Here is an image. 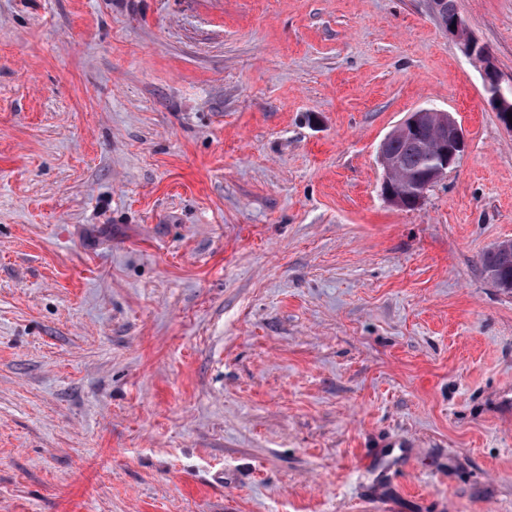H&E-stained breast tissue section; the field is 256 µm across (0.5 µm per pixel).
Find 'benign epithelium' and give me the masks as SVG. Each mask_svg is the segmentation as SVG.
I'll list each match as a JSON object with an SVG mask.
<instances>
[{
  "label": "benign epithelium",
  "instance_id": "benign-epithelium-1",
  "mask_svg": "<svg viewBox=\"0 0 512 512\" xmlns=\"http://www.w3.org/2000/svg\"><path fill=\"white\" fill-rule=\"evenodd\" d=\"M429 4L442 30L462 46L468 57L482 65L489 103L502 117H507V113L512 112V93H506L502 89L499 75L485 47L469 33L464 19L458 12L447 11L445 0H429ZM429 115L436 116V120L428 125V138L432 142V147L437 149V153L442 157V167L436 169L431 177V182L434 183L447 173L448 158H454L464 151L465 135L460 124L451 115L434 108H421L411 113L400 128L406 132L414 131L426 122Z\"/></svg>",
  "mask_w": 512,
  "mask_h": 512
}]
</instances>
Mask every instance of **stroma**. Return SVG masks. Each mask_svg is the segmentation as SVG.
Returning a JSON list of instances; mask_svg holds the SVG:
<instances>
[{
	"instance_id": "1",
	"label": "stroma",
	"mask_w": 512,
	"mask_h": 512,
	"mask_svg": "<svg viewBox=\"0 0 512 512\" xmlns=\"http://www.w3.org/2000/svg\"><path fill=\"white\" fill-rule=\"evenodd\" d=\"M455 4L512 88V0ZM507 239L428 0H0V512H512ZM428 115H436V120L428 125V138L432 142V148L437 149L442 157V167L436 169L430 182L440 180L448 171V139L453 148L450 151L451 159L461 154L465 148V135L460 124L446 111L434 108H421L412 112L408 118L398 126L406 133L415 131L426 122ZM395 135L394 130L383 140L379 148V161L383 168V186L390 184L389 177L397 164L386 153L389 139ZM426 128L418 134L406 137L396 136L389 142L388 150L401 163V176L409 187L422 189L427 184L431 168L436 162L432 149L425 144ZM495 247V246H494ZM489 250L482 261L483 268L492 282L498 287V282L512 284V259L504 263L501 259V252Z\"/></svg>"
}]
</instances>
